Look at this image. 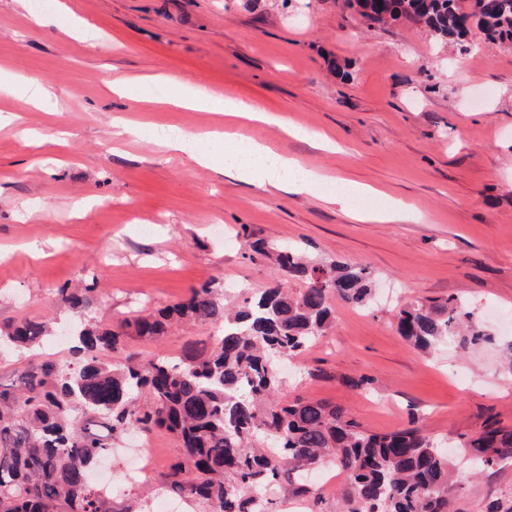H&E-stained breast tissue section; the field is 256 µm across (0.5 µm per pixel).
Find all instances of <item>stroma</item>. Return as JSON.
I'll use <instances>...</instances> for the list:
<instances>
[{"instance_id": "1", "label": "stroma", "mask_w": 512, "mask_h": 512, "mask_svg": "<svg viewBox=\"0 0 512 512\" xmlns=\"http://www.w3.org/2000/svg\"><path fill=\"white\" fill-rule=\"evenodd\" d=\"M90 22L92 41L62 37ZM467 52L418 26L367 25L343 0H53L33 23L20 0H0V79H35L48 89L38 108L0 93V112L21 116L0 130V326L69 311L54 304L63 285L92 291L104 324L154 309L212 281L234 307L266 288L268 260L248 249L262 239L300 249L309 262L363 263L374 274L369 309L334 301L335 322L282 371L283 399L320 400L370 433L416 422L467 471L458 446L488 420L512 429V45L471 28ZM164 73L169 95L200 81L225 97L321 132L315 147L254 122L247 136L307 168L375 188L357 221L315 192L273 194L229 169L204 167L151 136L116 140L120 116L148 127L217 129L213 113L136 104L114 94L119 75ZM404 220L369 221L396 202ZM458 297L493 343L430 352L398 334L396 311ZM199 325L160 341L131 339L125 352L178 355L209 340ZM327 372L324 380L310 370ZM370 377L356 389L345 376ZM152 469L118 485L113 499L156 512L159 487L181 449L150 433ZM310 485L308 496L297 489ZM448 497L454 512L512 500V461L465 476ZM274 512H340L339 487L282 473Z\"/></svg>"}]
</instances>
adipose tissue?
<instances>
[{
  "mask_svg": "<svg viewBox=\"0 0 512 512\" xmlns=\"http://www.w3.org/2000/svg\"><path fill=\"white\" fill-rule=\"evenodd\" d=\"M171 101L165 96L154 99L158 105ZM172 102L181 107L201 109L227 118L230 128L224 133V141L229 146L224 153L225 168L234 170L242 179L256 183L266 192L274 193L288 188L317 191L329 185V178L313 172L298 160L276 152L243 132L245 122L259 121L279 127L288 134L299 135V128L289 125L286 117L256 111L239 100L217 95L201 83H184L181 96Z\"/></svg>",
  "mask_w": 512,
  "mask_h": 512,
  "instance_id": "1",
  "label": "adipose tissue"
}]
</instances>
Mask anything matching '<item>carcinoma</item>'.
<instances>
[{
  "label": "carcinoma",
  "mask_w": 512,
  "mask_h": 512,
  "mask_svg": "<svg viewBox=\"0 0 512 512\" xmlns=\"http://www.w3.org/2000/svg\"><path fill=\"white\" fill-rule=\"evenodd\" d=\"M396 22L420 25L436 38L462 45L470 18L486 39L512 43V0H384ZM278 269L303 288L273 284L236 312L204 283L187 298L116 327L90 316L88 288L54 289L56 303L77 320L72 358L31 360L16 385H0V512H133L102 493L91 474L116 434L165 430L183 455L161 487L189 508L255 512L285 467L311 468L328 459L345 476L343 512H449L457 480L448 455L420 429L368 433L344 411L322 401L277 397L273 359L296 356L324 335L334 319L331 299L365 309L373 278L363 264L304 261L290 248L276 251ZM454 296L403 309L401 336L428 351L459 341L467 350L490 340ZM221 325L211 346L189 344L177 357L133 354L122 364L106 355L138 336L161 340L177 325ZM50 318L0 327V346L19 352L52 335ZM478 469L512 459V429L490 423L460 436Z\"/></svg>",
  "instance_id": "1"
}]
</instances>
